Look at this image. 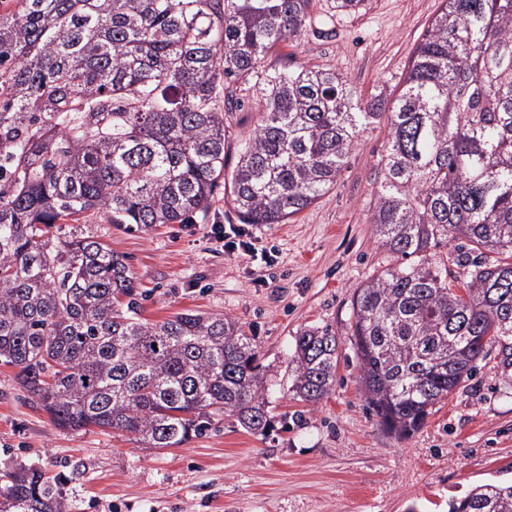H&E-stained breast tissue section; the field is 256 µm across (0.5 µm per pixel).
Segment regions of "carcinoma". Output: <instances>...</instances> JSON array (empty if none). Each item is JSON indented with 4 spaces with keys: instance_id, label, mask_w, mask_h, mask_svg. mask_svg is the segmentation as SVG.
I'll list each match as a JSON object with an SVG mask.
<instances>
[{
    "instance_id": "1",
    "label": "carcinoma",
    "mask_w": 512,
    "mask_h": 512,
    "mask_svg": "<svg viewBox=\"0 0 512 512\" xmlns=\"http://www.w3.org/2000/svg\"><path fill=\"white\" fill-rule=\"evenodd\" d=\"M313 0H8L0 7V361L53 424L171 448L215 415L271 425L256 338L224 315L150 322L127 257L61 238L111 224H185L219 187L245 224H286L386 120L368 223L397 258L358 286L351 345L378 425L399 439L497 351L512 383V0H443L398 95L365 100L334 69L279 66ZM262 116L225 165L226 113ZM455 247L462 288L431 251ZM500 255L489 263L487 254ZM329 328L294 338L290 389L336 382ZM0 512H69L61 481L6 474ZM448 512H512V481Z\"/></svg>"
}]
</instances>
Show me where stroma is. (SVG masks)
Returning <instances> with one entry per match:
<instances>
[{"mask_svg":"<svg viewBox=\"0 0 512 512\" xmlns=\"http://www.w3.org/2000/svg\"><path fill=\"white\" fill-rule=\"evenodd\" d=\"M441 0H370L281 46L282 64L311 62L346 76L362 95L394 87ZM385 125L369 130L335 185L285 224L250 225V254L214 242L215 224H238L223 191L189 224L126 228L89 216L63 225L127 256L142 316L227 315L256 337L267 367L268 407L287 428L267 435L220 416L215 430L176 448L132 434L55 427L16 367L0 362V475L25 465L64 474L70 512H448L475 485L512 479V386L495 353L439 403L420 430L387 435L368 410L350 345L355 288L394 263L367 217L385 152ZM329 327L339 343L336 382L321 402L294 400L288 358L297 331Z\"/></svg>","mask_w":512,"mask_h":512,"instance_id":"35a3bbf8","label":"stroma"}]
</instances>
